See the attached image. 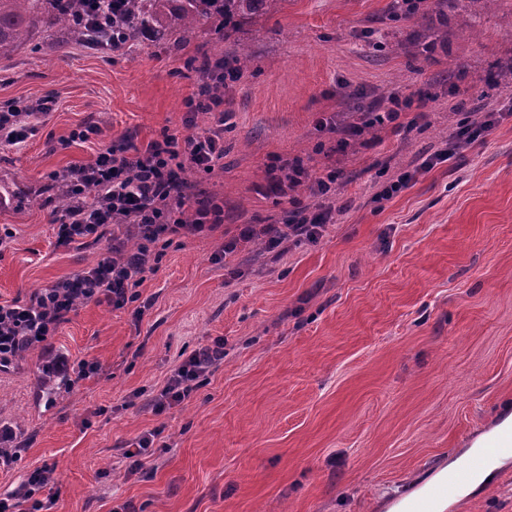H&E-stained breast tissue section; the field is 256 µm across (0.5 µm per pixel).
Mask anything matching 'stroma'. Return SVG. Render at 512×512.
Masks as SVG:
<instances>
[{"label":"stroma","mask_w":512,"mask_h":512,"mask_svg":"<svg viewBox=\"0 0 512 512\" xmlns=\"http://www.w3.org/2000/svg\"><path fill=\"white\" fill-rule=\"evenodd\" d=\"M436 0H422L421 13ZM448 39L426 56L420 18L393 19L394 0H284L225 31L203 26L177 46L141 42L123 55L81 45L58 51L38 32L0 60V105L54 99L39 132L0 147V303L91 267L106 242L57 246L49 174L104 145L182 135V100L199 76L191 58L251 56L224 90V117L198 113L196 131L224 124V158L187 171L194 192L224 202L215 231L176 239L138 291L151 302H86L51 343L89 378L42 385L43 350L0 368V426L20 457L0 469V493L54 468L50 512H386L470 448L512 406V0H452ZM428 98L338 146L353 103ZM500 122L450 161L422 169L464 113ZM93 122L101 136L70 132ZM297 160L335 171V221L316 241L269 249L256 241L213 254L243 224L282 223L309 187L278 194L272 168ZM416 176L376 200L406 171ZM224 340V361L182 405L148 402L197 347ZM163 447L127 475L125 446L154 429ZM447 512H512V462Z\"/></svg>","instance_id":"obj_1"}]
</instances>
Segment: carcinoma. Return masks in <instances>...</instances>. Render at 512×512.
<instances>
[{"label": "carcinoma", "instance_id": "1", "mask_svg": "<svg viewBox=\"0 0 512 512\" xmlns=\"http://www.w3.org/2000/svg\"><path fill=\"white\" fill-rule=\"evenodd\" d=\"M118 4V28L127 43L143 35L176 38L195 35L202 25L220 18L237 26L260 16L281 0H114ZM81 0H0V59L22 48L41 28H69L63 43L87 44L84 31L73 24Z\"/></svg>", "mask_w": 512, "mask_h": 512}]
</instances>
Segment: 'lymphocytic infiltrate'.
<instances>
[{"instance_id":"obj_1","label":"lymphocytic infiltrate","mask_w":512,"mask_h":512,"mask_svg":"<svg viewBox=\"0 0 512 512\" xmlns=\"http://www.w3.org/2000/svg\"><path fill=\"white\" fill-rule=\"evenodd\" d=\"M48 99L19 107L0 109V145L13 146L34 135L36 119L49 114ZM224 158V127L179 137L162 133L142 146L106 147L89 162L52 172L70 206L58 220L56 243H97L107 238L109 226L123 228L112 240L111 254L89 269L59 279L34 292L28 304H0V367L9 365L18 352L46 342L78 301L107 304L120 309L139 300L138 288L145 273L156 271L161 250L174 239L216 229L224 221V204L212 199L195 210L194 223L183 221L190 203L186 169L209 173ZM335 219L332 208L311 211L298 208L284 225L245 224L237 236L221 247L218 256L237 251L241 243L265 237L270 247L287 240H315ZM138 245L126 250L125 238ZM224 360V341L217 338L202 346L173 369L159 393L152 398L155 414L188 401L211 370ZM54 481V471H33L22 485L0 494V512H47V502L37 493Z\"/></svg>"}]
</instances>
